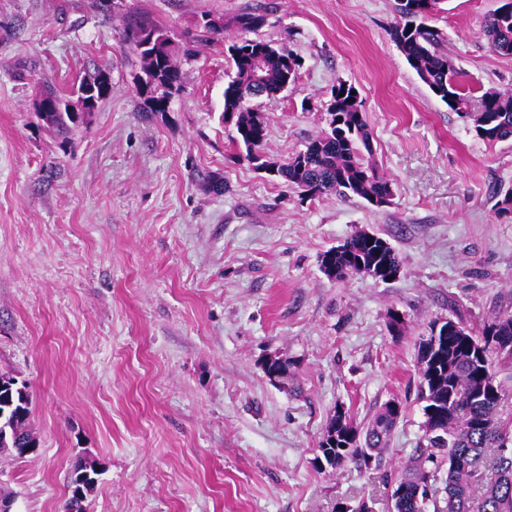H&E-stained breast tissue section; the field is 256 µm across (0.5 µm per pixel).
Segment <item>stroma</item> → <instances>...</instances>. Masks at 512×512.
Here are the masks:
<instances>
[{
    "label": "stroma",
    "mask_w": 512,
    "mask_h": 512,
    "mask_svg": "<svg viewBox=\"0 0 512 512\" xmlns=\"http://www.w3.org/2000/svg\"><path fill=\"white\" fill-rule=\"evenodd\" d=\"M500 0H446L433 20L472 90L512 89L482 33ZM397 0H0V373L32 395L36 454L0 459L14 512H63L79 457L101 474L88 512H334L373 500L422 436L417 347L432 320L480 328L512 309V140L478 138L391 41ZM205 12L224 40L182 58L168 111L142 112L130 16L173 32ZM301 61L260 101L281 163L325 126L337 80L356 86L389 206L300 200L238 160L224 123L237 15ZM112 96L69 134L34 112L97 67ZM223 191L207 187L208 178ZM386 239L399 276L329 279L320 257L357 231ZM403 321L393 333V317ZM272 355L288 374L271 382ZM401 417L371 469L314 467L341 407Z\"/></svg>",
    "instance_id": "stroma-1"
}]
</instances>
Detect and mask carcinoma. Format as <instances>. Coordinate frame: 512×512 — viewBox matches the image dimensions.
Wrapping results in <instances>:
<instances>
[{
    "label": "carcinoma",
    "mask_w": 512,
    "mask_h": 512,
    "mask_svg": "<svg viewBox=\"0 0 512 512\" xmlns=\"http://www.w3.org/2000/svg\"><path fill=\"white\" fill-rule=\"evenodd\" d=\"M442 0H399L400 20L389 29L391 41L430 92L457 115L473 124L476 136L487 142L512 139V90L496 88L473 97L460 79L454 63L439 50L441 32L427 24L440 10ZM265 17L251 12L236 16V27L253 32ZM413 29H408V26ZM490 50L512 57V15H489L483 28ZM224 35V17L203 14L195 21L189 42H213ZM122 40L140 58L138 81L145 112H165L172 97L182 90L183 74L175 54L177 46L169 32L146 18L130 21ZM234 74L224 86V123L233 125V142L242 149L238 159L256 170L267 169L271 176L296 189L303 199L334 194L367 202L391 193V182L380 175L371 162L372 132L357 96L345 94L346 82L333 86L327 110V128L306 141L303 149L283 163L271 162L263 152L269 136L268 118L252 104L260 97H274L296 83L291 71L293 53L284 45L241 37L228 47ZM112 92L108 68L86 74L76 86L77 103L86 99L102 102ZM51 104L46 112L36 111L49 127L61 133L86 122V112L52 89L39 93ZM332 270L326 275L336 281L360 272L359 264H375L400 270V259L381 237L364 231L352 234L333 248ZM466 337L455 333L433 347L420 338L418 400L423 403V435L413 461L394 479L402 490L394 512H512V454L499 451L512 440V414H503L508 397L497 379L499 369L512 365V312L499 311L474 334L455 321ZM31 394L24 384L0 373V457L17 456L15 445L26 440L39 446L30 426ZM400 416L388 406L377 411L358 445L336 452L332 469L353 462L369 467L380 460L387 440Z\"/></svg>",
    "instance_id": "cac0c4a2"
}]
</instances>
